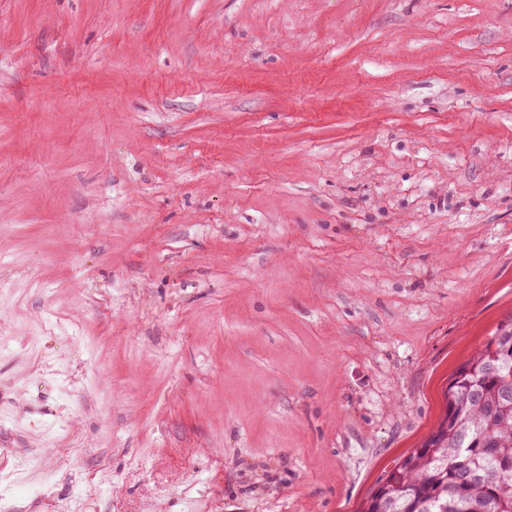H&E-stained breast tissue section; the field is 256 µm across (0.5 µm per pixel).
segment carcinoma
Segmentation results:
<instances>
[{
	"mask_svg": "<svg viewBox=\"0 0 512 512\" xmlns=\"http://www.w3.org/2000/svg\"><path fill=\"white\" fill-rule=\"evenodd\" d=\"M493 347L512 350V323L452 374L444 415L361 512H512V381L484 371Z\"/></svg>",
	"mask_w": 512,
	"mask_h": 512,
	"instance_id": "cac0c4a2",
	"label": "carcinoma"
}]
</instances>
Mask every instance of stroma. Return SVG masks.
Returning a JSON list of instances; mask_svg holds the SVG:
<instances>
[{
    "instance_id": "stroma-1",
    "label": "stroma",
    "mask_w": 512,
    "mask_h": 512,
    "mask_svg": "<svg viewBox=\"0 0 512 512\" xmlns=\"http://www.w3.org/2000/svg\"><path fill=\"white\" fill-rule=\"evenodd\" d=\"M512 322V0H0V512H359Z\"/></svg>"
}]
</instances>
